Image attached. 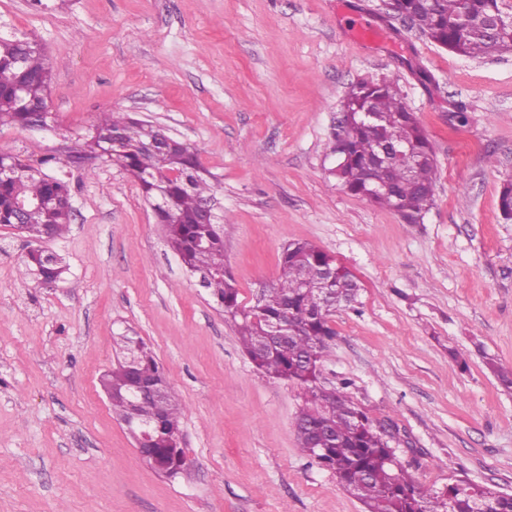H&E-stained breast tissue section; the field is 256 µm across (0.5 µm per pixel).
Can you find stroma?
Returning a JSON list of instances; mask_svg holds the SVG:
<instances>
[{
	"instance_id": "35a3bbf8",
	"label": "stroma",
	"mask_w": 512,
	"mask_h": 512,
	"mask_svg": "<svg viewBox=\"0 0 512 512\" xmlns=\"http://www.w3.org/2000/svg\"><path fill=\"white\" fill-rule=\"evenodd\" d=\"M359 19L379 40L350 30ZM40 42L48 128L0 127V152L71 187L69 271L45 288L0 226V512H363L299 450L300 389L259 374L235 327L168 247L123 169L70 165L100 112L195 147L223 187L224 264L242 304L307 241L359 285L331 317L324 385L392 435L426 489L459 480L512 494V52L455 55L382 0H0V36ZM389 76L436 155L434 203L414 224L332 175L342 108ZM467 121L459 123L456 112ZM142 337L183 405L186 475L140 460L101 384L112 339Z\"/></svg>"
}]
</instances>
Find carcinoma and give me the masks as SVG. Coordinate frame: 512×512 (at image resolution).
Here are the masks:
<instances>
[{
    "instance_id": "1",
    "label": "carcinoma",
    "mask_w": 512,
    "mask_h": 512,
    "mask_svg": "<svg viewBox=\"0 0 512 512\" xmlns=\"http://www.w3.org/2000/svg\"><path fill=\"white\" fill-rule=\"evenodd\" d=\"M389 6L409 28L458 55L512 52L511 30L486 29L502 12L503 0H391ZM50 82L38 41L0 37V125H47ZM341 132L346 150L335 175L344 189L410 222L427 210L436 183L435 153L392 79H371L351 90ZM395 144L411 147L414 165L406 169L371 163L378 148ZM73 154L120 165L154 202L169 246L188 273L206 274L203 287L234 324L254 367L301 389L304 404L294 422L300 451L331 471L365 512H480L486 503L492 504L490 512H512V495L491 487L456 483L441 492L417 487L403 472L394 449L348 396L346 385L327 388L320 383L321 362L336 335L326 310L355 302L359 290L350 272L330 254L309 242L289 243L277 284L262 293L259 307H246L224 267L223 235L203 223V208L215 201L221 184L202 167L193 147L126 114L104 112L95 135ZM0 166L9 170L0 177V225L16 223L20 200L33 202L19 228L30 246L22 275L53 287L63 280L66 266L41 246L48 236H62L70 224L69 184L12 154L0 153ZM374 186L384 191L373 194ZM499 209L504 220H512V181L500 191ZM277 324L288 326V336L273 343L270 336ZM113 346L120 357L100 379L103 389L112 391V412L125 424L149 425L151 447L144 449L148 462L172 473L183 464L181 450L175 447L182 405L141 337L115 336Z\"/></svg>"
}]
</instances>
